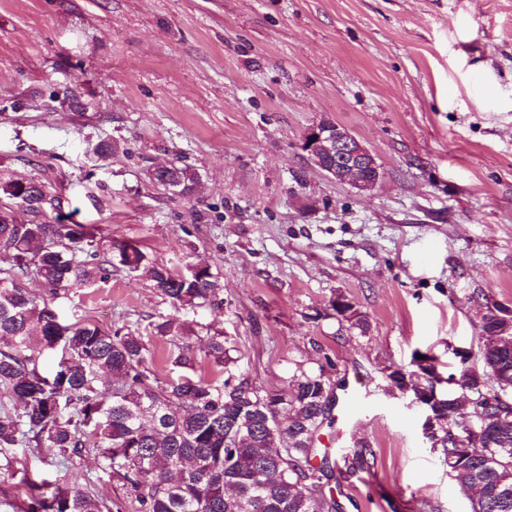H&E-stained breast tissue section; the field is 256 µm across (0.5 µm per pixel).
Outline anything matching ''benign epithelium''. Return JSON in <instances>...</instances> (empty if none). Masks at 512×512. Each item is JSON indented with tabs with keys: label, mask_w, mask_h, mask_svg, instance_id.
Here are the masks:
<instances>
[{
	"label": "benign epithelium",
	"mask_w": 512,
	"mask_h": 512,
	"mask_svg": "<svg viewBox=\"0 0 512 512\" xmlns=\"http://www.w3.org/2000/svg\"><path fill=\"white\" fill-rule=\"evenodd\" d=\"M302 149L329 177L339 183H350L361 192L372 191L382 179L381 168L372 152L334 122L324 121L311 127L303 138ZM441 383L443 377L437 373L429 377L427 385L402 388V393L412 395L413 403L422 408L424 434L434 448L437 444L432 434L440 425L434 407L440 402L437 385Z\"/></svg>",
	"instance_id": "obj_1"
}]
</instances>
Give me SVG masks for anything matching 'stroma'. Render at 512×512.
<instances>
[{
  "label": "stroma",
  "instance_id": "35a3bbf8",
  "mask_svg": "<svg viewBox=\"0 0 512 512\" xmlns=\"http://www.w3.org/2000/svg\"><path fill=\"white\" fill-rule=\"evenodd\" d=\"M323 121L374 154L372 192L302 150ZM173 162L198 172L192 196L150 182ZM12 180L61 198L36 222L87 225L178 272L206 263L223 301L177 313L116 269L59 292L64 320L142 331L178 315L187 368L170 366V339L146 340L162 382L225 372L265 392L324 373L369 404L320 431L336 442L323 492L337 512H471L387 375L421 353L455 371L486 302L512 309V0H0V184ZM339 296L366 330L336 315ZM217 333L221 370L204 352ZM358 441L375 452L364 471L348 462ZM93 445L63 471L45 446L0 457V512L26 501L27 477L134 512Z\"/></svg>",
  "mask_w": 512,
  "mask_h": 512
}]
</instances>
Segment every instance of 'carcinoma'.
<instances>
[{"instance_id":"1","label":"carcinoma","mask_w":512,"mask_h":512,"mask_svg":"<svg viewBox=\"0 0 512 512\" xmlns=\"http://www.w3.org/2000/svg\"><path fill=\"white\" fill-rule=\"evenodd\" d=\"M150 181L191 195L197 173L172 164L149 173ZM0 194L30 212L57 208L43 185L11 181ZM0 388L19 405L0 414V455L47 443L66 465L82 451L84 438L97 442L102 471L123 481L139 512H335L336 501L320 491L328 476L329 451L315 447L317 433L333 423V400L322 397L323 374L293 376L285 393H261L245 379L221 381L181 375L161 384L147 364L144 336L118 328L107 331L89 321L68 325L45 300L23 288L36 275L57 294L84 287L94 274L104 280L112 268L146 276L175 311L216 304L219 284L208 268L186 273L149 258L138 245L96 239L83 224H39L0 210ZM512 311L486 306L478 339V364L454 353L456 372L447 381L456 392L441 397L438 418H457L459 398L467 413L498 418L485 440L475 443L465 429L443 426L435 448L460 485L480 484L484 496L472 512H512ZM151 334L186 335L170 317ZM56 353L48 375L39 369L43 352ZM224 336L209 338L206 356L224 366ZM112 387L100 386L101 376ZM465 437L467 451L448 447ZM352 466L362 469L374 452L352 448ZM24 512H112L79 488L42 482Z\"/></svg>"}]
</instances>
